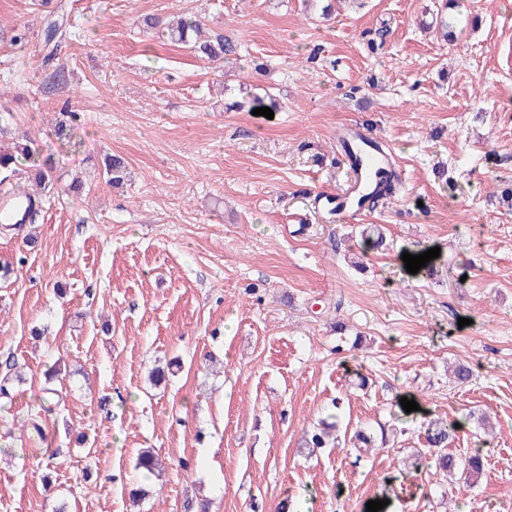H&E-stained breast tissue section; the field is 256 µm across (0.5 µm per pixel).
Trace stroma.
<instances>
[{
	"mask_svg": "<svg viewBox=\"0 0 512 512\" xmlns=\"http://www.w3.org/2000/svg\"><path fill=\"white\" fill-rule=\"evenodd\" d=\"M61 2L74 37L50 60L40 0H0V129L29 134L57 183L0 170V194L40 200L34 222L0 228V357L23 377L0 397V512H184L195 497L210 512H512V0H341L327 20L301 0ZM179 15L241 60L143 24ZM439 16L452 37L429 30ZM267 93L270 119L247 105ZM350 131L390 146L406 191L339 220L320 199L350 184ZM108 154L122 187L100 174ZM76 176L81 195L61 194ZM361 224L384 225L387 250ZM434 247L436 275L407 272L403 252ZM48 387L67 402L41 438L28 415ZM331 413L395 443L307 453ZM437 416L458 424L449 453L481 457L477 484L436 469L422 423ZM144 448L166 469L135 505Z\"/></svg>",
	"mask_w": 512,
	"mask_h": 512,
	"instance_id": "stroma-1",
	"label": "stroma"
}]
</instances>
